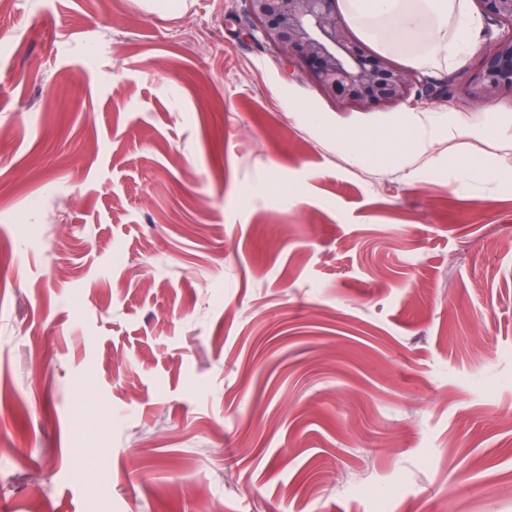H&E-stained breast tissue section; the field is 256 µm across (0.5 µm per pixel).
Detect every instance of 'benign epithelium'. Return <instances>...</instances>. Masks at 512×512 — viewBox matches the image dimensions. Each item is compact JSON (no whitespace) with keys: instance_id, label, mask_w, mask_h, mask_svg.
<instances>
[{"instance_id":"obj_1","label":"benign epithelium","mask_w":512,"mask_h":512,"mask_svg":"<svg viewBox=\"0 0 512 512\" xmlns=\"http://www.w3.org/2000/svg\"><path fill=\"white\" fill-rule=\"evenodd\" d=\"M252 26L284 52L326 95L361 108L396 106L413 90L440 99L451 90L437 87L412 70L366 51L351 38L336 12V0H247ZM488 24L508 27V34L487 32L481 66L462 88L469 100L484 104L512 94V0H479Z\"/></svg>"}]
</instances>
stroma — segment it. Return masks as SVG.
Here are the masks:
<instances>
[{
    "label": "stroma",
    "instance_id": "35a3bbf8",
    "mask_svg": "<svg viewBox=\"0 0 512 512\" xmlns=\"http://www.w3.org/2000/svg\"><path fill=\"white\" fill-rule=\"evenodd\" d=\"M182 3L0 9V512H512V177L448 168L512 145L336 146L512 96L346 106ZM448 167L454 169L457 178L454 185L458 188H464L471 185H492L497 183L510 173L511 170H505L495 165L479 163L471 159L468 155L459 153L455 157H448Z\"/></svg>",
    "mask_w": 512,
    "mask_h": 512
}]
</instances>
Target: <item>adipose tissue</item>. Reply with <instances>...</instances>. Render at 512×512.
<instances>
[{"label":"adipose tissue","instance_id":"ef3b65f1","mask_svg":"<svg viewBox=\"0 0 512 512\" xmlns=\"http://www.w3.org/2000/svg\"><path fill=\"white\" fill-rule=\"evenodd\" d=\"M346 22L378 53L410 62L421 69H448L459 64L478 43L482 21L470 9L469 0H338ZM414 149L403 148L392 137L371 154L365 142L344 138L345 150L358 162L374 159L403 171L430 164L428 149L442 137L455 140L470 136L455 116L442 117L421 111L411 116ZM456 187L491 185L505 175L503 168L479 163L468 155L449 158Z\"/></svg>","mask_w":512,"mask_h":512}]
</instances>
